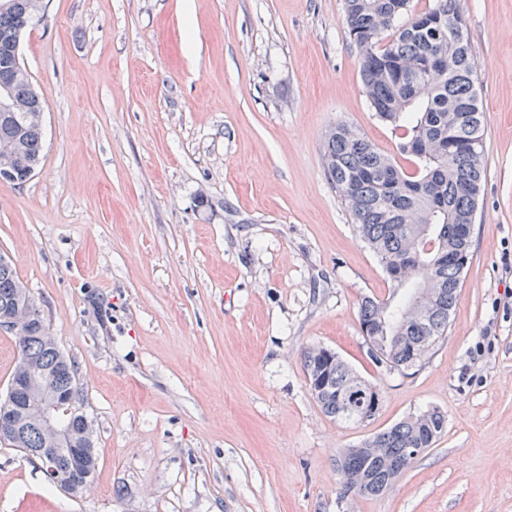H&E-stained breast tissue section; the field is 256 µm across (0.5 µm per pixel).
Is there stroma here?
<instances>
[{
	"mask_svg": "<svg viewBox=\"0 0 512 512\" xmlns=\"http://www.w3.org/2000/svg\"><path fill=\"white\" fill-rule=\"evenodd\" d=\"M484 172L448 331L376 366L363 297L403 291L327 179L343 122L382 152L343 0H49L21 63L44 159L0 180V255L79 367L98 467L80 496L0 441V512H512V0H461ZM375 385L365 424L326 417L302 356ZM447 425L382 494L336 457L407 416Z\"/></svg>",
	"mask_w": 512,
	"mask_h": 512,
	"instance_id": "35a3bbf8",
	"label": "stroma"
}]
</instances>
